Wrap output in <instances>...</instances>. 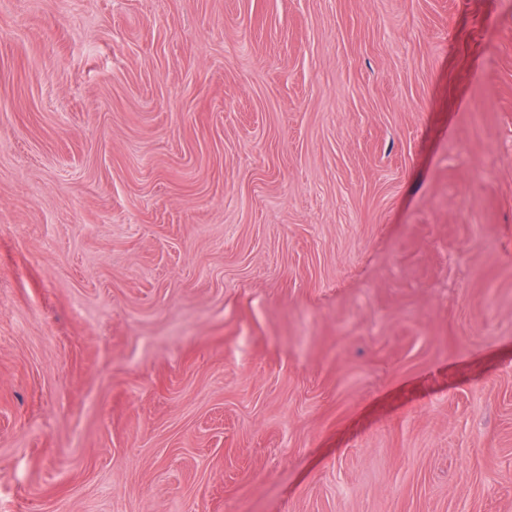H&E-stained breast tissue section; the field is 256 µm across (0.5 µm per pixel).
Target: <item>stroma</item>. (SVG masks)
I'll return each mask as SVG.
<instances>
[{"label": "stroma", "instance_id": "35a3bbf8", "mask_svg": "<svg viewBox=\"0 0 512 512\" xmlns=\"http://www.w3.org/2000/svg\"><path fill=\"white\" fill-rule=\"evenodd\" d=\"M0 512H512V0H0Z\"/></svg>", "mask_w": 512, "mask_h": 512}]
</instances>
